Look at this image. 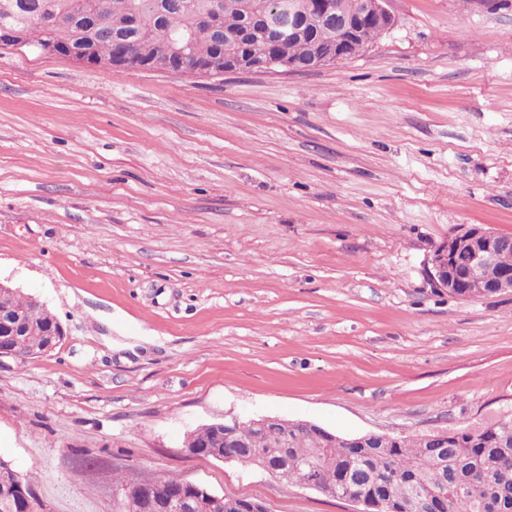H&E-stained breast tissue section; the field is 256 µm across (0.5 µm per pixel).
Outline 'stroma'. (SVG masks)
Listing matches in <instances>:
<instances>
[{
	"mask_svg": "<svg viewBox=\"0 0 512 512\" xmlns=\"http://www.w3.org/2000/svg\"><path fill=\"white\" fill-rule=\"evenodd\" d=\"M393 28L307 71H112L0 47V282L64 329L0 358V460L38 512H117V470L266 512L343 499L189 454L234 415L342 436L512 409V291L428 260L512 234V0H389ZM512 250V235L500 234L477 226L460 224L448 234L432 253L428 267L429 277L436 288L446 289L450 294L453 288H462L464 297L476 298L512 290V271L503 274L500 266L511 270V252L499 259L502 253ZM466 257L463 263L460 255ZM476 272L486 275L488 287L480 278H474L466 288L465 283ZM495 288V289H494Z\"/></svg>",
	"mask_w": 512,
	"mask_h": 512,
	"instance_id": "obj_1",
	"label": "stroma"
}]
</instances>
